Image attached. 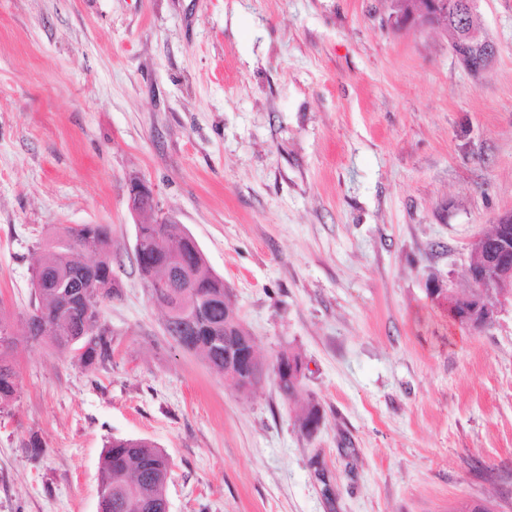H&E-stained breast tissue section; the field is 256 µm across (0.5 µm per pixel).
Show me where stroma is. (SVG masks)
<instances>
[{
    "mask_svg": "<svg viewBox=\"0 0 512 512\" xmlns=\"http://www.w3.org/2000/svg\"><path fill=\"white\" fill-rule=\"evenodd\" d=\"M391 11L0 0V312L20 336L0 512H97L115 437L169 454V512H512V304L472 332L428 292L470 290L472 240L512 210V0L477 2L499 55L476 77L449 32ZM169 214L259 356H298L296 398L241 393L165 334L134 247ZM76 224L109 225L120 260L104 366L23 338L32 267Z\"/></svg>",
    "mask_w": 512,
    "mask_h": 512,
    "instance_id": "stroma-1",
    "label": "stroma"
}]
</instances>
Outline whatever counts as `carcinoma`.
<instances>
[{"label":"carcinoma","instance_id":"obj_1","mask_svg":"<svg viewBox=\"0 0 512 512\" xmlns=\"http://www.w3.org/2000/svg\"><path fill=\"white\" fill-rule=\"evenodd\" d=\"M136 239L153 245L148 260L137 263L148 292L160 295L161 304L181 308L169 321V329L181 340L179 347L201 353L213 368L224 371V360L231 351L227 340L243 332L234 317L224 279L212 271L181 224H169L164 219L139 224ZM84 253L96 256L94 265L78 259ZM175 256L181 261V281L169 288L154 287L166 277ZM115 260L109 225L65 228L64 237L44 251L34 268V300L26 314L28 338H49L83 366L110 362L112 335L100 322L98 307L116 294V289L102 287L112 279ZM16 344L14 336L0 338V411L10 407L19 394L17 374L10 362ZM285 358L300 365L298 357L286 353L271 366L261 358L256 360L249 371L252 390L276 374ZM172 466L169 455L146 440L112 439L101 458L99 512H140L142 503L153 504L163 512Z\"/></svg>","mask_w":512,"mask_h":512}]
</instances>
